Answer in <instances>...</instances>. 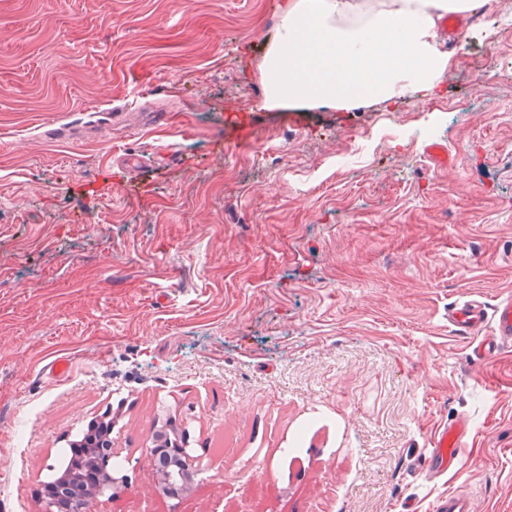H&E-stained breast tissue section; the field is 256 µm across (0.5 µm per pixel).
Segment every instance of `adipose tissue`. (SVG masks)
Instances as JSON below:
<instances>
[{
  "mask_svg": "<svg viewBox=\"0 0 512 512\" xmlns=\"http://www.w3.org/2000/svg\"><path fill=\"white\" fill-rule=\"evenodd\" d=\"M492 0H284L259 66L262 107L353 109L430 98L448 60L437 21Z\"/></svg>",
  "mask_w": 512,
  "mask_h": 512,
  "instance_id": "adipose-tissue-1",
  "label": "adipose tissue"
}]
</instances>
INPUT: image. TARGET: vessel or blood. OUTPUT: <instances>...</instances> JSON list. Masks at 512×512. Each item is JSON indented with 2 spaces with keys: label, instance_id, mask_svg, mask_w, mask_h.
I'll list each match as a JSON object with an SVG mask.
<instances>
[{
  "label": "vessel or blood",
  "instance_id": "1",
  "mask_svg": "<svg viewBox=\"0 0 512 512\" xmlns=\"http://www.w3.org/2000/svg\"><path fill=\"white\" fill-rule=\"evenodd\" d=\"M448 323L454 334L476 340L479 355H494L503 345L512 344V295L494 306H486L479 296L469 295L448 306ZM491 326V335H484V326ZM471 433L468 421L458 417L440 425L434 434L429 452L421 461L428 478H436L460 466L465 442ZM434 512H474L471 495L451 491L434 503Z\"/></svg>",
  "mask_w": 512,
  "mask_h": 512
}]
</instances>
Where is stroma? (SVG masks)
<instances>
[{
  "label": "stroma",
  "mask_w": 512,
  "mask_h": 512,
  "mask_svg": "<svg viewBox=\"0 0 512 512\" xmlns=\"http://www.w3.org/2000/svg\"><path fill=\"white\" fill-rule=\"evenodd\" d=\"M280 2L0 0V512H41L106 413L104 512H512V345L448 328L512 293V0L463 21L439 96L302 129L258 106ZM458 415L461 467L424 477ZM168 420L202 467L176 498L141 452ZM94 421L88 425L82 438L75 445H91L92 448H98L100 452L107 450L112 444V419L108 421ZM435 512H474L472 496L457 490L448 491L434 503Z\"/></svg>",
  "instance_id": "35a3bbf8"
}]
</instances>
